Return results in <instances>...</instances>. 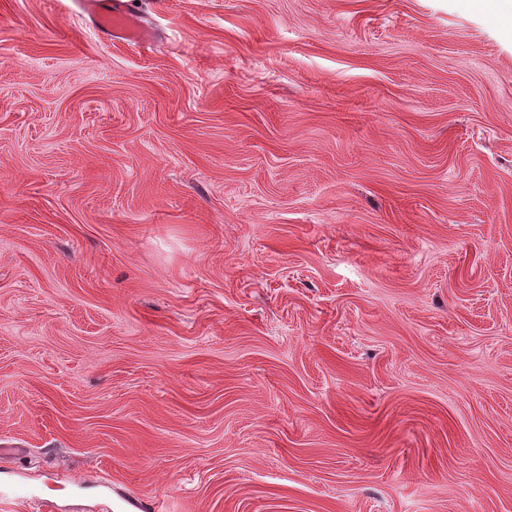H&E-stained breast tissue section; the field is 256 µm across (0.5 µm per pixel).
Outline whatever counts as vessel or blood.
I'll list each match as a JSON object with an SVG mask.
<instances>
[{"instance_id":"vessel-or-blood-1","label":"vessel or blood","mask_w":512,"mask_h":512,"mask_svg":"<svg viewBox=\"0 0 512 512\" xmlns=\"http://www.w3.org/2000/svg\"><path fill=\"white\" fill-rule=\"evenodd\" d=\"M82 4L95 27L110 40L134 47L152 45L153 32L129 0H82Z\"/></svg>"}]
</instances>
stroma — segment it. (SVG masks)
<instances>
[{
	"instance_id": "35a3bbf8",
	"label": "stroma",
	"mask_w": 512,
	"mask_h": 512,
	"mask_svg": "<svg viewBox=\"0 0 512 512\" xmlns=\"http://www.w3.org/2000/svg\"><path fill=\"white\" fill-rule=\"evenodd\" d=\"M0 0V512H512L496 0ZM85 13L95 27L111 41L129 46H151L154 33L128 0H82Z\"/></svg>"
}]
</instances>
